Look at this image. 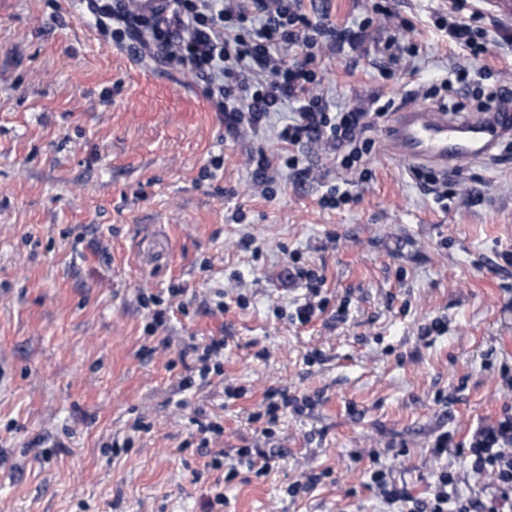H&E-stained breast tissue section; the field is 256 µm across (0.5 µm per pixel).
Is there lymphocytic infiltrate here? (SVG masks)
<instances>
[{
	"label": "lymphocytic infiltrate",
	"mask_w": 512,
	"mask_h": 512,
	"mask_svg": "<svg viewBox=\"0 0 512 512\" xmlns=\"http://www.w3.org/2000/svg\"><path fill=\"white\" fill-rule=\"evenodd\" d=\"M80 3L100 34L117 47L142 61L164 60L184 69L210 106L223 113L231 132H259L284 105L295 104L294 118L276 129L279 153L270 156L260 149L249 158L254 190L263 197L275 196L282 171L316 179L315 168L299 150L304 143L318 145L343 171L367 178L366 161L373 149L367 132L372 118L387 117L388 107L378 105L371 114L336 108L318 90L316 67L324 47L363 53L366 23L354 29L341 27L325 13L310 19L302 11V0H163L150 9L142 0ZM289 274L305 286L291 321L308 325L331 302L326 277L321 268L299 264ZM225 346L222 337L188 345L193 364L183 387L223 377ZM313 406L309 396L292 394L285 387L270 388L263 394L261 411L248 416L255 427L256 447L226 454L218 446L223 425L196 416L191 419L190 437L207 453V470L219 473L227 484L247 483L267 476L282 457V449L270 445L282 417L303 414ZM451 450L461 468L477 477L478 491L460 492L459 468L442 462ZM430 455L438 463L434 483L426 492L416 493L380 465L378 449L352 451L354 459L370 462L367 489L385 504L400 505L403 512H512L511 405L494 422L472 432L467 442L454 443L452 434L441 432Z\"/></svg>",
	"instance_id": "obj_1"
}]
</instances>
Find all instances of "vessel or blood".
Masks as SVG:
<instances>
[{
	"instance_id": "vessel-or-blood-1",
	"label": "vessel or blood",
	"mask_w": 512,
	"mask_h": 512,
	"mask_svg": "<svg viewBox=\"0 0 512 512\" xmlns=\"http://www.w3.org/2000/svg\"><path fill=\"white\" fill-rule=\"evenodd\" d=\"M512 137V101L490 112L453 114L447 109L402 108L385 130L390 156L433 168L441 174L461 165L495 157L499 144Z\"/></svg>"
}]
</instances>
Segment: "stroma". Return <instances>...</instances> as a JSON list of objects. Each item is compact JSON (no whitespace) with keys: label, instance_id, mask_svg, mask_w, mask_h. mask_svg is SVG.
<instances>
[{"label":"stroma","instance_id":"stroma-1","mask_svg":"<svg viewBox=\"0 0 512 512\" xmlns=\"http://www.w3.org/2000/svg\"><path fill=\"white\" fill-rule=\"evenodd\" d=\"M452 3L391 0L387 18L371 0H303L313 17L372 20L359 63L322 54L324 95L343 109L379 98L426 107L423 89L460 66L480 84L512 87V46L496 38L512 30V12L502 0H470L490 46L474 59L433 25ZM404 21L420 50L386 65L376 47ZM387 125L369 131L367 183L352 184L313 149L324 179L285 173L266 199L245 156L276 153L272 129L229 133L186 72L136 62L74 0H0V512H206L214 477L193 480L206 459L183 447L190 417L221 420L234 453L252 444L247 417L264 390L282 386L320 401L282 419L273 445L288 455L267 477L224 485L226 512H389L365 490L368 463L352 449H381L395 479L421 490L439 432L465 440L512 404L499 377L512 371V271L498 269L512 251V140L498 161L465 164L443 205L413 164L385 154ZM217 156L216 177L203 178ZM333 187L358 203L322 208ZM243 236L259 255L238 251ZM295 252L323 268L334 300H347L345 320L298 330L273 314L302 293L284 279ZM240 285L248 306L212 313L218 294ZM173 287L193 303L160 352L140 297ZM436 319L447 332L422 344L420 327ZM221 336L223 383L182 389L181 348ZM314 349L323 359L310 366ZM228 383L247 395L227 401ZM141 418L153 428L133 435ZM128 436L127 454L104 453ZM37 446L48 459L26 455ZM392 446L409 459H394ZM304 467L332 475L289 498Z\"/></svg>","mask_w":512,"mask_h":512}]
</instances>
